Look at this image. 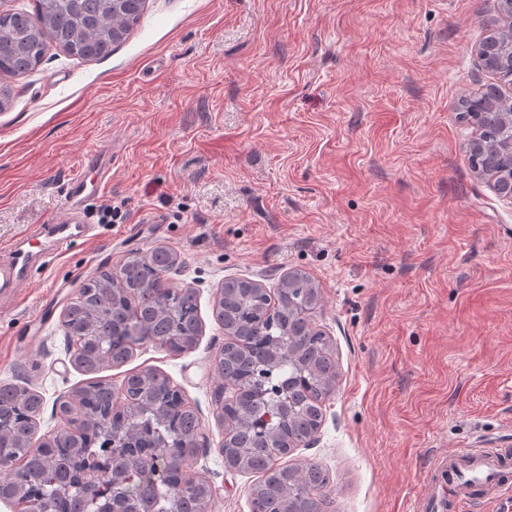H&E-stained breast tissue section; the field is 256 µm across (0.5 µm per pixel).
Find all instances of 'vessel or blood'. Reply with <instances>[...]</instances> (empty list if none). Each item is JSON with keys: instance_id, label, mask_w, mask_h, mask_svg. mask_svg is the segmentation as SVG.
Returning a JSON list of instances; mask_svg holds the SVG:
<instances>
[{"instance_id": "obj_1", "label": "vessel or blood", "mask_w": 512, "mask_h": 512, "mask_svg": "<svg viewBox=\"0 0 512 512\" xmlns=\"http://www.w3.org/2000/svg\"><path fill=\"white\" fill-rule=\"evenodd\" d=\"M89 198L84 181L75 179L64 204L65 215L55 221L54 234L68 238L75 232L86 233L88 222L82 204ZM29 265L28 252L12 249L10 259L0 262V296L13 292ZM511 467L495 448H472L450 455L441 473L445 490L436 489L428 495L433 512H470L476 504L491 512H512V478L507 475Z\"/></svg>"}]
</instances>
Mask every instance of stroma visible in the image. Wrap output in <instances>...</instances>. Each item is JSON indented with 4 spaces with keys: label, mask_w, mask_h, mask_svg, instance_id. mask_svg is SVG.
<instances>
[{
    "label": "stroma",
    "mask_w": 512,
    "mask_h": 512,
    "mask_svg": "<svg viewBox=\"0 0 512 512\" xmlns=\"http://www.w3.org/2000/svg\"><path fill=\"white\" fill-rule=\"evenodd\" d=\"M498 0H146L112 54L49 46L1 75L0 251L52 254L0 301V385L57 400L88 380L60 315L101 264L172 249L170 287L197 292L202 334L148 343L99 373L121 389L154 369L194 403L208 445L206 512H249V472L224 467L214 296L238 277L307 273L336 394L314 447L283 457L330 476L326 512H422L442 454L489 440L512 459V203L469 165L462 96L496 82L475 49ZM112 176L90 234L27 239L63 213L73 177ZM117 208L102 224L103 206Z\"/></svg>",
    "instance_id": "obj_1"
}]
</instances>
